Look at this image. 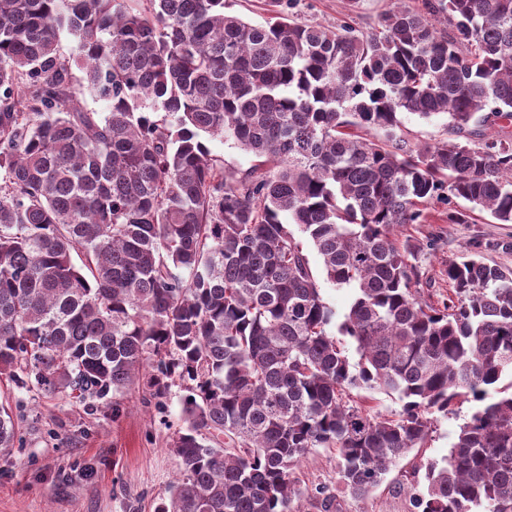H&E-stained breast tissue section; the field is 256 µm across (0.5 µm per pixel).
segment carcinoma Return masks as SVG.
<instances>
[{
	"mask_svg": "<svg viewBox=\"0 0 512 512\" xmlns=\"http://www.w3.org/2000/svg\"><path fill=\"white\" fill-rule=\"evenodd\" d=\"M136 2L0 0V377L84 405L185 391L156 512H333L297 487L312 449L363 498L472 400L426 488L402 490L414 512H512V268L450 261L434 301L396 235L512 224V0L394 6L369 32L281 0L262 24L224 0ZM405 113L447 138L410 143ZM218 137L266 161L228 171ZM296 230L354 290L336 337ZM17 437L6 397L0 447ZM353 398L358 402L371 406L374 411L385 415L398 413L402 403L395 394H388L379 389L355 388L352 390Z\"/></svg>",
	"mask_w": 512,
	"mask_h": 512,
	"instance_id": "carcinoma-1",
	"label": "carcinoma"
}]
</instances>
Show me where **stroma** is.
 <instances>
[{"mask_svg": "<svg viewBox=\"0 0 512 512\" xmlns=\"http://www.w3.org/2000/svg\"><path fill=\"white\" fill-rule=\"evenodd\" d=\"M421 0H287L284 12L300 21L333 27L352 18L356 27L371 30L390 7H418ZM396 234L415 251L424 282L447 293L442 271L452 260L469 256L512 267V224L490 217L469 224H408ZM119 410L100 405L89 412L62 397L32 401L14 391L19 416V445L0 450V512H154L168 495L176 461L166 441L183 423L180 391H172L164 409H157L138 387L118 398ZM475 402L456 404L436 414L423 448L392 466L382 484L362 500L342 490L334 450L310 451L295 471L304 489L325 487L335 495L341 512H411L408 495L399 491L405 471L417 461L447 457Z\"/></svg>", "mask_w": 512, "mask_h": 512, "instance_id": "35a3bbf8", "label": "stroma"}]
</instances>
